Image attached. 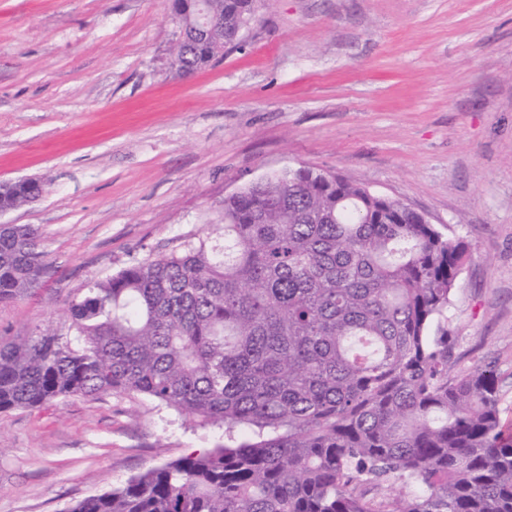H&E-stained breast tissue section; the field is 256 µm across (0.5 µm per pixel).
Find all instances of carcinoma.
<instances>
[{"instance_id": "cac0c4a2", "label": "carcinoma", "mask_w": 512, "mask_h": 512, "mask_svg": "<svg viewBox=\"0 0 512 512\" xmlns=\"http://www.w3.org/2000/svg\"><path fill=\"white\" fill-rule=\"evenodd\" d=\"M256 0H207L172 66L224 55ZM44 187L0 188V208ZM38 228L0 225V304L35 293ZM468 256L418 212L299 165L224 197V223L69 305L70 334L0 333V413L142 395L224 443L65 512H512L495 370L432 334ZM394 481L407 493L385 492Z\"/></svg>"}]
</instances>
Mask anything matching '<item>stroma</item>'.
I'll return each instance as SVG.
<instances>
[{
  "mask_svg": "<svg viewBox=\"0 0 512 512\" xmlns=\"http://www.w3.org/2000/svg\"><path fill=\"white\" fill-rule=\"evenodd\" d=\"M172 0H0V182L41 234L38 292L0 330L68 335V302L222 223L224 198L305 164L397 199L469 257L438 318L450 374L489 365L512 430V0H261L243 45L169 65ZM222 432L132 395L0 413V512L71 502ZM44 191V187L34 185L28 187H5L0 186V208L1 209H17L26 204L37 200Z\"/></svg>",
  "mask_w": 512,
  "mask_h": 512,
  "instance_id": "1",
  "label": "stroma"
}]
</instances>
